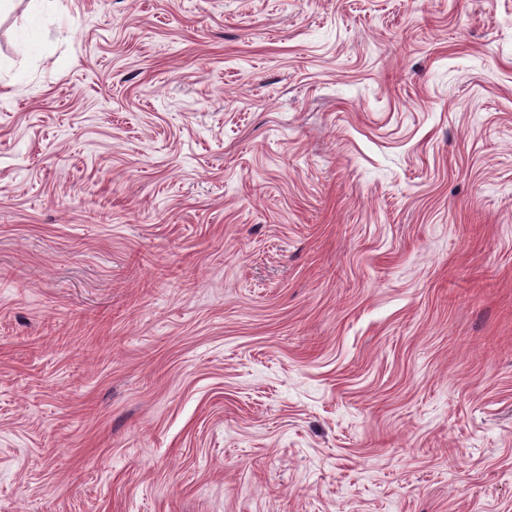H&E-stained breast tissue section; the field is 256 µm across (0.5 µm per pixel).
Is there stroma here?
<instances>
[{
  "instance_id": "35a3bbf8",
  "label": "stroma",
  "mask_w": 512,
  "mask_h": 512,
  "mask_svg": "<svg viewBox=\"0 0 512 512\" xmlns=\"http://www.w3.org/2000/svg\"><path fill=\"white\" fill-rule=\"evenodd\" d=\"M0 15V512H512V0Z\"/></svg>"
}]
</instances>
